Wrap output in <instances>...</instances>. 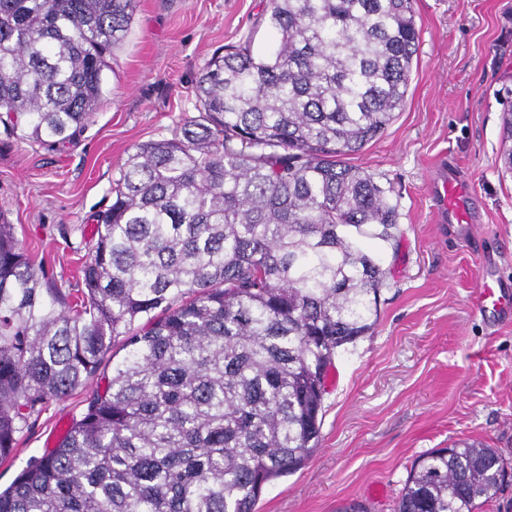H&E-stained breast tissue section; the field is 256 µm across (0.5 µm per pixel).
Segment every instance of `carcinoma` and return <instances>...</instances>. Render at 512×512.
Instances as JSON below:
<instances>
[{"label": "carcinoma", "mask_w": 512, "mask_h": 512, "mask_svg": "<svg viewBox=\"0 0 512 512\" xmlns=\"http://www.w3.org/2000/svg\"><path fill=\"white\" fill-rule=\"evenodd\" d=\"M134 4L0 0L5 129L73 143ZM261 24L272 45L214 56L198 116L129 156L79 302L0 224V457L126 350L0 512H255L317 450L329 375L376 324L398 242L393 187L344 158L403 106L419 31L413 0H267ZM504 463L482 443L432 450L394 512H477Z\"/></svg>", "instance_id": "cac0c4a2"}]
</instances>
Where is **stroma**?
<instances>
[{"label": "stroma", "mask_w": 512, "mask_h": 512, "mask_svg": "<svg viewBox=\"0 0 512 512\" xmlns=\"http://www.w3.org/2000/svg\"><path fill=\"white\" fill-rule=\"evenodd\" d=\"M266 0H135L103 101L78 140L49 146L0 126V211L46 287L81 295L120 170L135 147L196 114L194 84L225 46L253 36ZM418 52L402 109L349 165L394 188L399 247L371 335L336 362L320 447L298 471L264 490L257 512H336L357 500L392 512L413 462L453 442H481L512 466V320L471 306L486 274L512 282V173L503 168L502 116L512 89V0H414ZM472 191L471 229L433 221L428 182L439 159ZM100 375L29 417L0 458L7 488L31 458L54 448L103 390Z\"/></svg>", "instance_id": "obj_1"}]
</instances>
